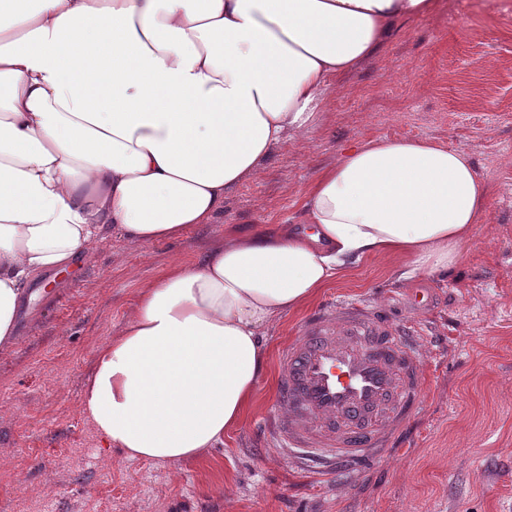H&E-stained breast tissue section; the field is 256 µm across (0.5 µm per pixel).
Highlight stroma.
Masks as SVG:
<instances>
[{"instance_id": "stroma-1", "label": "stroma", "mask_w": 512, "mask_h": 512, "mask_svg": "<svg viewBox=\"0 0 512 512\" xmlns=\"http://www.w3.org/2000/svg\"><path fill=\"white\" fill-rule=\"evenodd\" d=\"M404 19L355 71L331 79L315 125L276 146L224 211L180 240L136 246L110 231L73 277L26 283L33 300L0 350V512H512V10L438 0ZM429 138L473 159L488 207L449 272L400 278L366 258L263 332L268 361L241 422L202 458L130 460L83 410L97 347L173 258L258 225L299 224L302 193L351 144ZM370 300L419 324L424 402L397 445L357 479L315 477L264 442L276 359L324 303Z\"/></svg>"}]
</instances>
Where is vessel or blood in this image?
Wrapping results in <instances>:
<instances>
[{"label":"vessel or blood","instance_id":"vessel-or-blood-1","mask_svg":"<svg viewBox=\"0 0 512 512\" xmlns=\"http://www.w3.org/2000/svg\"><path fill=\"white\" fill-rule=\"evenodd\" d=\"M419 335L368 304L323 305L279 358L265 434L318 473L377 462L422 404Z\"/></svg>","mask_w":512,"mask_h":512}]
</instances>
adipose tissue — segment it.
Returning <instances> with one entry per match:
<instances>
[{
	"label": "adipose tissue",
	"instance_id": "1",
	"mask_svg": "<svg viewBox=\"0 0 512 512\" xmlns=\"http://www.w3.org/2000/svg\"><path fill=\"white\" fill-rule=\"evenodd\" d=\"M437 0H0V348L24 280L72 269L104 233L144 245L212 222L322 90ZM465 153L430 139L344 148L302 197L303 230H256L172 259L99 346L84 407L127 458L223 444L267 352L264 328L354 263L448 270L487 208Z\"/></svg>",
	"mask_w": 512,
	"mask_h": 512
}]
</instances>
